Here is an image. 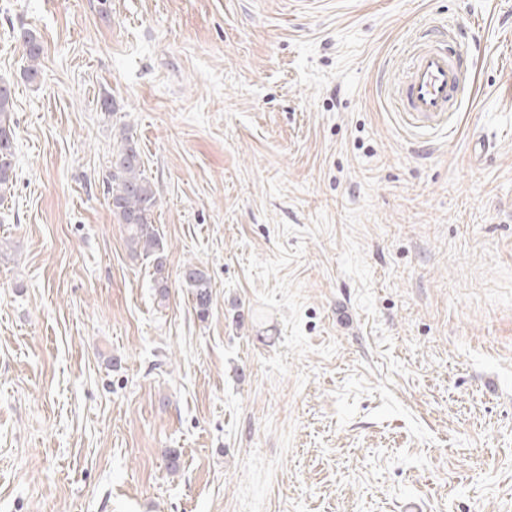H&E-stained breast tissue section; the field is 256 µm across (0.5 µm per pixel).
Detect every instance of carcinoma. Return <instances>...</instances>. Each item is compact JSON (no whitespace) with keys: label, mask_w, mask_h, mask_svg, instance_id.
<instances>
[{"label":"carcinoma","mask_w":512,"mask_h":512,"mask_svg":"<svg viewBox=\"0 0 512 512\" xmlns=\"http://www.w3.org/2000/svg\"><path fill=\"white\" fill-rule=\"evenodd\" d=\"M19 38L23 44L26 59L31 62L25 75L28 81L36 80L39 70L34 62L43 53L41 41L36 33L24 29ZM14 168V117L11 84L0 80V196L13 186ZM109 205L112 212L124 225L127 242L135 255L154 257L153 280L160 297L167 295V281L164 265L157 253L162 249L152 217L157 199L149 181L144 177L142 158L132 133L124 130L112 152V173L108 186ZM190 289L195 309L200 318H205L212 304L213 285L211 277L202 269L189 265L182 274Z\"/></svg>","instance_id":"obj_1"}]
</instances>
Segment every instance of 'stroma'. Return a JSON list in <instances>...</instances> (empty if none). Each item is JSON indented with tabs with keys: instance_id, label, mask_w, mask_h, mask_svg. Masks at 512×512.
Instances as JSON below:
<instances>
[{
	"instance_id": "stroma-1",
	"label": "stroma",
	"mask_w": 512,
	"mask_h": 512,
	"mask_svg": "<svg viewBox=\"0 0 512 512\" xmlns=\"http://www.w3.org/2000/svg\"><path fill=\"white\" fill-rule=\"evenodd\" d=\"M430 18L475 85L414 142L380 85ZM0 78V512H512V0H0ZM19 38L23 44L26 59L33 63L26 69L25 75L28 81L33 82L36 80L39 70L34 63L40 59L43 53L41 41L36 33L29 29H24L20 32ZM14 117L13 96L10 83L0 80V196L13 186L14 168ZM109 205L124 225L128 246L136 256H156L153 280L160 297L167 295L164 265L157 253L162 249L152 217L157 199L149 181L144 177L142 158L132 133L122 130L112 152V173L108 186ZM182 278L191 291L199 317L204 319L208 315L212 304L213 285L211 277L204 270L188 265L183 271Z\"/></svg>"
}]
</instances>
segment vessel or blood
Masks as SVG:
<instances>
[{"instance_id":"vessel-or-blood-1","label":"vessel or blood","mask_w":512,"mask_h":512,"mask_svg":"<svg viewBox=\"0 0 512 512\" xmlns=\"http://www.w3.org/2000/svg\"><path fill=\"white\" fill-rule=\"evenodd\" d=\"M472 88L466 58L450 55L433 31L415 37L411 66L383 94L400 126L418 139L450 132L461 100Z\"/></svg>"}]
</instances>
